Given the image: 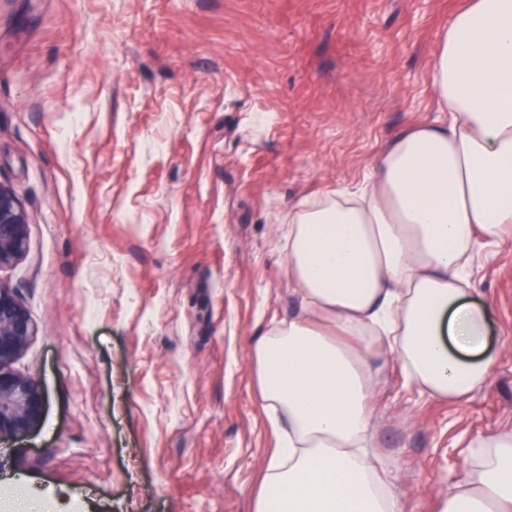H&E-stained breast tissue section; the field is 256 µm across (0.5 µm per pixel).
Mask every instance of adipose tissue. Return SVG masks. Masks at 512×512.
Masks as SVG:
<instances>
[{"instance_id":"obj_1","label":"adipose tissue","mask_w":512,"mask_h":512,"mask_svg":"<svg viewBox=\"0 0 512 512\" xmlns=\"http://www.w3.org/2000/svg\"><path fill=\"white\" fill-rule=\"evenodd\" d=\"M430 79L444 119L397 137L362 186L288 215L301 310L252 347L277 446L250 512H401L398 467L374 443L384 365L438 400L490 377L470 268L512 237V0H466ZM437 512H512V427L471 440Z\"/></svg>"}]
</instances>
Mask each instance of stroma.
<instances>
[{"label": "stroma", "instance_id": "obj_1", "mask_svg": "<svg viewBox=\"0 0 512 512\" xmlns=\"http://www.w3.org/2000/svg\"><path fill=\"white\" fill-rule=\"evenodd\" d=\"M458 3L0 0V184L30 220L0 280L45 397L0 438V512H249L276 446L249 353L300 311L285 219L440 119ZM474 278L490 382L433 400L390 365L373 398L402 512H435L471 439L512 424V242Z\"/></svg>", "mask_w": 512, "mask_h": 512}]
</instances>
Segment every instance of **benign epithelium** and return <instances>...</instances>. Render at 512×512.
Listing matches in <instances>:
<instances>
[{"label":"benign epithelium","mask_w":512,"mask_h":512,"mask_svg":"<svg viewBox=\"0 0 512 512\" xmlns=\"http://www.w3.org/2000/svg\"><path fill=\"white\" fill-rule=\"evenodd\" d=\"M29 217L15 193L0 184V269L25 253ZM35 335L34 323L9 285L0 280V436H24L42 415L44 395L13 363Z\"/></svg>","instance_id":"1"}]
</instances>
